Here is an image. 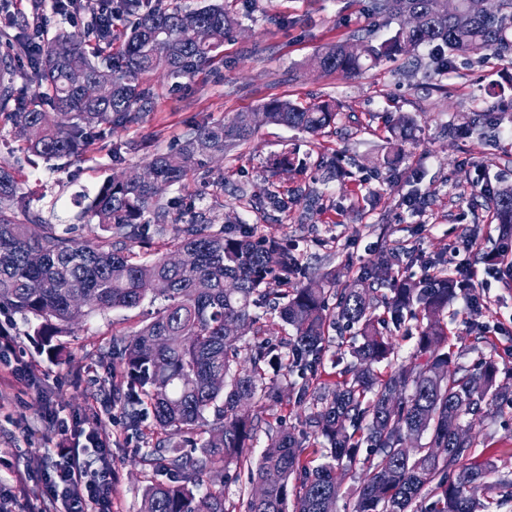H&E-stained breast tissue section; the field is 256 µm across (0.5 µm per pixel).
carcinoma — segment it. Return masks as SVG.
<instances>
[{
    "mask_svg": "<svg viewBox=\"0 0 512 512\" xmlns=\"http://www.w3.org/2000/svg\"><path fill=\"white\" fill-rule=\"evenodd\" d=\"M373 0L376 14L398 28L380 44L364 36L338 42L316 54L310 66L321 71L360 73L381 58L430 48L438 72L458 56L512 55V0H495L490 11H475L471 0ZM237 20L218 5L186 11L157 5L138 15L115 53L112 31L103 24L80 35H58L32 55L27 97L15 84V57L26 54L21 42L0 54V123L19 129L26 150L47 160L80 158L106 148V130L136 123L152 103L155 89L142 81L163 70L190 77L215 58ZM209 31L196 40V28ZM101 80L88 99L79 80ZM70 114L68 123L58 114ZM329 103L304 106L272 101L258 112H238L228 122H207L191 129L176 151L153 155L141 179L114 177L104 183L78 215L94 222L90 238L79 241L68 229L38 215L25 221L27 208L14 173L0 166V310L35 325L46 343L93 311L135 309L159 300L154 318L130 335L112 338V377L126 388L129 426L143 433L150 418L162 435L145 449L140 464L168 475L148 486L140 512H235L224 496V471L233 464L250 474L246 512H334L339 496L336 470L358 473L351 512H489L494 503H512V478L492 462H473L474 441L465 418L508 400L496 385V363L452 366L448 328L440 316L458 289L448 274L431 272L411 284L395 269L398 258L386 251L347 274L353 283L336 287V276L297 282L301 264L274 237L257 234L249 224L227 231L198 214L185 224L164 186L183 187L206 178L209 157L224 154L252 136L259 123L275 124L312 136L336 123ZM504 117L488 112L468 120L480 140ZM414 125L407 116L377 164L392 169L399 141ZM483 206L493 210L502 230L512 229V184H486ZM174 226L164 252L151 258L141 247ZM39 254L33 262L30 255ZM182 253L183 266L167 257ZM163 284L149 288L145 270ZM279 284L269 287L270 281ZM336 306L328 309L325 297ZM384 307L397 327L414 322L415 350L385 374L375 366L397 355L380 329L376 310ZM268 308L292 327L282 352L271 343L275 332L256 330L261 341L242 355L241 337L226 328L235 321L244 332L258 323L255 310ZM356 330L353 361L331 384L317 381L329 331ZM291 382L296 401H313L306 426L329 445L327 461L312 465L304 457L306 436L280 423L260 425L238 410L243 402L280 395L278 378ZM269 444L258 460L248 453L258 433ZM366 455H361V448Z\"/></svg>",
    "mask_w": 512,
    "mask_h": 512,
    "instance_id": "obj_1",
    "label": "carcinoma"
}]
</instances>
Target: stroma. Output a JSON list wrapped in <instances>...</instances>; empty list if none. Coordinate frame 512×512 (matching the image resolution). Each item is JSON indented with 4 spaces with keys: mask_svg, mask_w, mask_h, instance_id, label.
<instances>
[{
    "mask_svg": "<svg viewBox=\"0 0 512 512\" xmlns=\"http://www.w3.org/2000/svg\"><path fill=\"white\" fill-rule=\"evenodd\" d=\"M162 3L187 10L221 5L237 15L239 24L214 63L194 77L144 75L156 92L152 104L138 123L107 134L108 142L121 149L120 162L96 151L59 169L24 152L15 127L0 124V165L12 169L32 213L68 220L77 195H95L112 176L141 171L152 154L176 147L185 132L202 123L255 112L274 99L303 105L336 101V123L321 135L260 125L248 143L208 160L206 180L168 187L164 200L176 202L187 216L200 213L229 228L242 221L262 234L284 237L307 272H335L340 285L347 265L389 249L418 255V262L401 268L416 282L426 274L425 261L447 268L467 264L477 302L459 297L449 303L443 317L448 347L462 368L482 357L495 360L498 385L512 391V278L481 262L480 252L499 250L503 241L492 211L472 200L481 181L512 183V140L501 132L482 141L448 134L450 120L476 111H512V59L460 57L445 72L423 70L411 79L401 74V57L381 60L359 74L323 72L309 66L319 49L358 32L370 33L377 44L393 34V26L373 12L372 0ZM407 115L416 126L402 145L397 170L377 167L389 126ZM288 150L295 154L292 169L276 173L268 168L271 155ZM326 160L340 168L328 182L319 167ZM270 190L289 200V207L267 205ZM467 239L476 240L477 249L452 252L453 243ZM154 310L146 303L90 313L71 334L58 337L57 357L39 348L31 324L21 316L0 313V322L14 324L25 361L50 374L41 386L27 389L0 364V462L42 461L48 449L57 447L60 435L47 422V409L96 417L100 438L111 446L112 512H140L154 477L141 467L136 451L153 442L130 428L124 390L112 383V337L138 330ZM479 330L488 341L480 353L474 349ZM311 411V403H296L287 387L277 400L246 407L250 417L282 420L299 433ZM469 427L475 460L512 472V407H494L470 419Z\"/></svg>",
    "mask_w": 512,
    "mask_h": 512,
    "instance_id": "35a3bbf8",
    "label": "stroma"
}]
</instances>
